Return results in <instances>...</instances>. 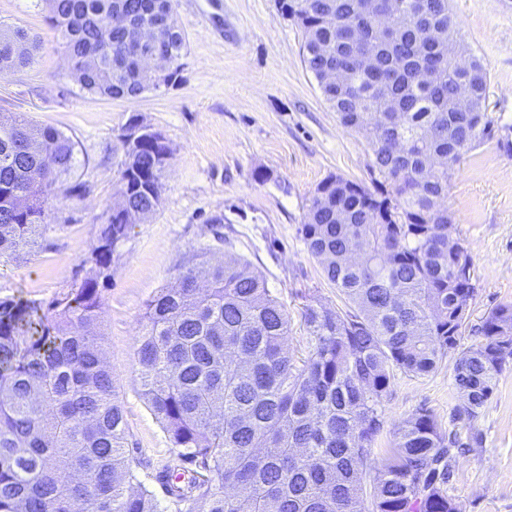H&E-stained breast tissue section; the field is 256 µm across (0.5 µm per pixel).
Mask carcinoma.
<instances>
[{"instance_id":"1","label":"carcinoma","mask_w":512,"mask_h":512,"mask_svg":"<svg viewBox=\"0 0 512 512\" xmlns=\"http://www.w3.org/2000/svg\"><path fill=\"white\" fill-rule=\"evenodd\" d=\"M276 4L303 31L324 100L374 157L373 188L328 177L301 227L347 308L305 306L299 356L287 346L284 305L248 263L182 266L148 303L135 349L142 394L173 453L155 479L177 512H464L448 483L479 435L464 442L419 408L397 425L382 467L373 455L397 373L425 376L454 354L455 416L471 422L512 364V305L492 309L472 329L480 340L461 344L474 262L464 244L448 249L444 206L454 166L491 136L486 68L472 53L462 69L427 41L431 25L458 41L448 0H401L387 29L359 0ZM48 9L83 72L80 88L103 99L149 90L121 18L156 27L177 60L185 48L174 0H51ZM38 48L28 31L0 27V71L28 67ZM366 52L378 55L373 72L359 66ZM330 66L348 71L346 86L322 82ZM424 67L438 72L435 84L417 79ZM463 85L466 112L456 104ZM161 152L148 140L120 169L127 212L161 205ZM78 166L70 136L0 111V257L32 241L52 190L81 196L71 183ZM131 228L107 214L84 278L48 308L0 300V512H161L152 491L132 487L139 460L104 353L101 289Z\"/></svg>"}]
</instances>
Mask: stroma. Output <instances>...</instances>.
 Instances as JSON below:
<instances>
[{
  "instance_id": "stroma-1",
  "label": "stroma",
  "mask_w": 512,
  "mask_h": 512,
  "mask_svg": "<svg viewBox=\"0 0 512 512\" xmlns=\"http://www.w3.org/2000/svg\"><path fill=\"white\" fill-rule=\"evenodd\" d=\"M449 6L462 41L488 71L485 108L494 121L491 137L455 167L444 201L448 232L463 240L475 264L469 310L475 327L496 306L512 304V156L498 143L512 127V0H449ZM176 15L185 37L178 81L133 100H106L74 80L45 6L0 0V24L40 41L29 67L0 73V110L26 113L71 136L80 159L75 178L84 186L78 197L55 191L46 231L15 256L0 258V299L46 306L84 277L83 262L116 198L120 134L132 114L158 129L173 151L159 209L121 244L102 291L104 348L130 445L139 451L137 479L163 512L175 508L154 474L171 452L142 395L134 359L148 302L194 256L242 259L284 304L290 350L305 352L304 306L314 298L344 304L301 234L310 200L331 175L370 184L373 160L366 140L345 129L324 100L304 64L303 32L281 15L276 0H176ZM453 363L449 356L429 375L397 374L374 463L382 465L396 426L427 408L443 430L482 437L480 447L458 457L449 495L465 512H512V368L467 423L454 417L460 394Z\"/></svg>"
}]
</instances>
